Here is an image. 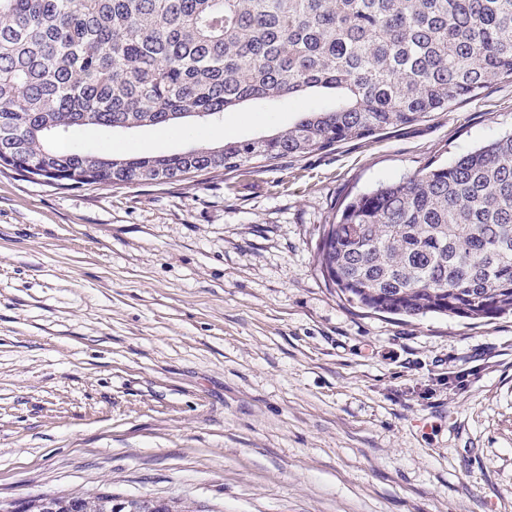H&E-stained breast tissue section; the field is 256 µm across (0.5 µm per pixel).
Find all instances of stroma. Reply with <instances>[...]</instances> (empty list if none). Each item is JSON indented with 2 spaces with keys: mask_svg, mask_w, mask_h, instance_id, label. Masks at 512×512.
Masks as SVG:
<instances>
[{
  "mask_svg": "<svg viewBox=\"0 0 512 512\" xmlns=\"http://www.w3.org/2000/svg\"><path fill=\"white\" fill-rule=\"evenodd\" d=\"M331 95L68 142L172 154ZM512 132V82L274 165L59 189L0 172V501L512 512V315L374 314L317 244L347 195Z\"/></svg>",
  "mask_w": 512,
  "mask_h": 512,
  "instance_id": "obj_1",
  "label": "stroma"
}]
</instances>
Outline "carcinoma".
I'll list each match as a JSON object with an SVG mask.
<instances>
[{
	"instance_id": "carcinoma-1",
	"label": "carcinoma",
	"mask_w": 512,
	"mask_h": 512,
	"mask_svg": "<svg viewBox=\"0 0 512 512\" xmlns=\"http://www.w3.org/2000/svg\"><path fill=\"white\" fill-rule=\"evenodd\" d=\"M512 81V0H0V168L60 187L152 184L323 151ZM273 135L179 153L66 145L82 127H165L313 90ZM324 280L374 313L512 311V133L357 194L317 245ZM23 512H114L112 494Z\"/></svg>"
}]
</instances>
